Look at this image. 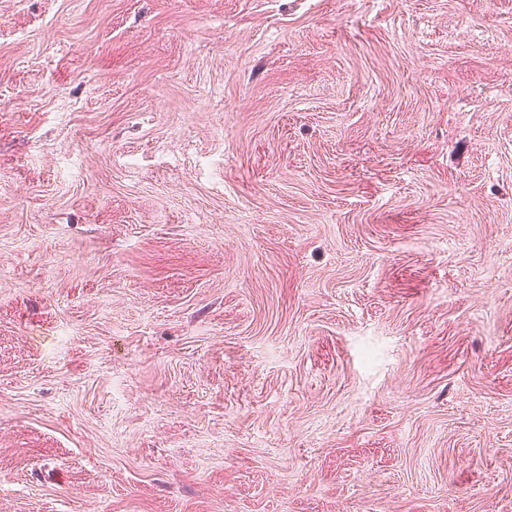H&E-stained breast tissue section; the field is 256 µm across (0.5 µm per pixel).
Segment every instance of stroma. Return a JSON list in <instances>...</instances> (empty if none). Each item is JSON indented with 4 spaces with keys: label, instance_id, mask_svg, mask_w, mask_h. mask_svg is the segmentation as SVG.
Wrapping results in <instances>:
<instances>
[{
    "label": "stroma",
    "instance_id": "stroma-1",
    "mask_svg": "<svg viewBox=\"0 0 512 512\" xmlns=\"http://www.w3.org/2000/svg\"><path fill=\"white\" fill-rule=\"evenodd\" d=\"M0 512H512V0H0Z\"/></svg>",
    "mask_w": 512,
    "mask_h": 512
}]
</instances>
